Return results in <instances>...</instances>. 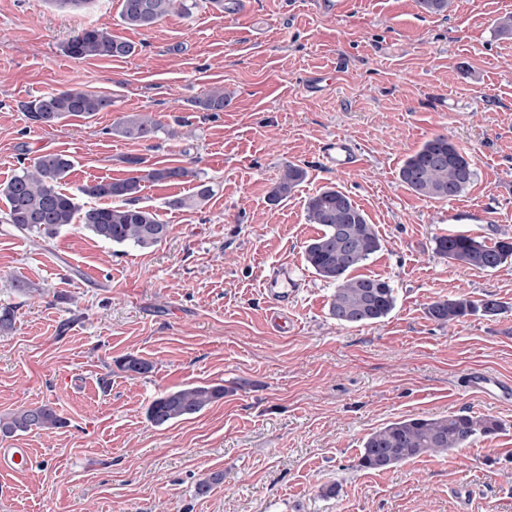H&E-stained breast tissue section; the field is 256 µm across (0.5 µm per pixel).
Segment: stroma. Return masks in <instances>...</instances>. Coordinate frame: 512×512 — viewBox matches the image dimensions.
Here are the masks:
<instances>
[{
	"mask_svg": "<svg viewBox=\"0 0 512 512\" xmlns=\"http://www.w3.org/2000/svg\"><path fill=\"white\" fill-rule=\"evenodd\" d=\"M512 0H452L440 15L416 0H246L226 15L212 0L148 30L126 28L120 0L60 10L47 0H0V183L45 153L73 162L64 190L194 160L176 183L143 182L141 205L169 226L158 246L105 243L81 225L47 240L0 231V304L16 328L0 335V415L48 403L63 424L5 439L28 448L27 471L0 475V512H512V401L461 390L481 370L512 380V263L483 271L449 264L434 239L448 231L486 244L512 238V37L493 22ZM84 26L134 43L127 59H74L63 46ZM324 89L308 91L309 77ZM223 86L220 112L193 105ZM79 87L112 109L57 126L31 121L25 103ZM447 111H439V100ZM188 136L122 139L126 112ZM436 134L470 157L474 182L452 201L415 195L404 159ZM348 139L360 161L324 168L323 143ZM307 177L280 202L282 168ZM208 184L194 207L172 202ZM349 193L375 224L381 249L359 272L390 281L394 310L340 327L333 292L304 259L319 232L307 197ZM293 270L288 323L266 282ZM38 295L14 292L12 280ZM495 298L508 313L452 327L430 320L431 301ZM129 354L152 365L129 376ZM219 384L224 399L158 427L159 394ZM451 413L491 415L501 430L452 455H425L387 472L357 466L363 438L385 424ZM222 479L206 495L199 481ZM338 494L321 497L322 486Z\"/></svg>",
	"mask_w": 512,
	"mask_h": 512,
	"instance_id": "1",
	"label": "stroma"
}]
</instances>
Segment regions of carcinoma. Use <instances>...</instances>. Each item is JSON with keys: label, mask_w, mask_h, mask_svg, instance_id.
Returning <instances> with one entry per match:
<instances>
[{"label": "carcinoma", "mask_w": 512, "mask_h": 512, "mask_svg": "<svg viewBox=\"0 0 512 512\" xmlns=\"http://www.w3.org/2000/svg\"><path fill=\"white\" fill-rule=\"evenodd\" d=\"M422 12L442 14L452 0H417ZM191 9L187 0H122L121 22L129 29H149L170 14ZM64 52L75 59H125L136 53V46L112 35L105 27H83L64 44ZM203 112L224 111V88L214 86L194 102ZM112 107V97L80 88L43 93L25 105L33 122L52 127L71 117L89 118ZM162 130L159 121L144 112H128L109 129V134L132 140H150ZM138 157L127 158L129 176L85 183L75 193L61 188L72 168V161L61 153H46L24 163L5 183L0 198L6 209L0 212L4 231L36 238H52L70 224H80L96 238L112 245L151 248L168 235V225L146 206L137 204L142 182H176L195 176L184 165H168L143 170ZM475 170L467 154L448 136L427 139L403 162L399 177L416 195L432 200L452 201L473 181ZM306 178L299 165H285L274 184L270 198L276 202L288 197ZM107 200V205L81 207L77 197ZM307 220L321 227V233L305 248V261L324 282L334 287L329 315L341 326L377 323L395 308L396 296L389 281L353 271L381 248L375 226L352 199L336 187H323L309 196ZM436 253L459 267L494 270L512 261V238L492 245L465 234L435 237ZM505 306L490 297L473 300L466 295L451 296L427 304L428 317L441 326H451L479 313L494 317ZM15 328V310L0 306V334ZM121 369L137 376L152 370V364L135 355L126 356ZM222 385H191L166 391L148 407V418L163 426L199 413L224 398ZM63 421L49 404L21 407L0 416V436L12 437L33 429H53ZM501 429V423L486 415L452 413L444 417L421 416L392 421L369 433L362 442L357 466L384 471L425 454H446L463 448Z\"/></svg>", "instance_id": "obj_1"}]
</instances>
